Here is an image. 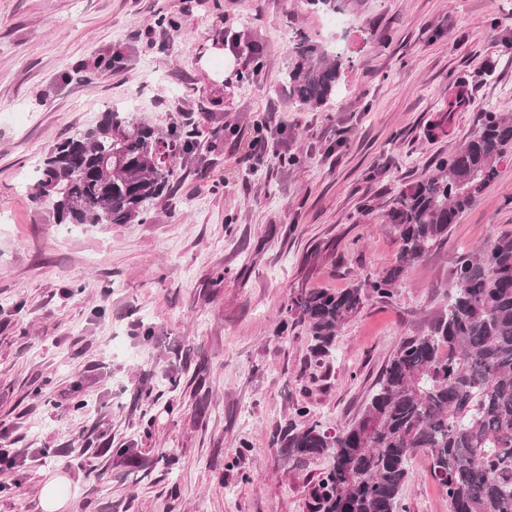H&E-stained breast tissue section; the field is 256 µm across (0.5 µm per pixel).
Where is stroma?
<instances>
[{
	"instance_id": "1",
	"label": "stroma",
	"mask_w": 512,
	"mask_h": 512,
	"mask_svg": "<svg viewBox=\"0 0 512 512\" xmlns=\"http://www.w3.org/2000/svg\"><path fill=\"white\" fill-rule=\"evenodd\" d=\"M363 3L339 34L342 89L316 108L283 77L296 31L328 38V18L294 0H0V428L13 452L47 454L0 470V512H44L55 476L70 512H309L330 462L283 455L295 407L330 428L356 418L399 344L447 307L455 258L512 233L511 154L331 357L285 318L296 289L390 266L393 195L512 99V0ZM243 33L260 59L233 44ZM459 80L475 103L443 122ZM128 108L162 137L205 129L174 200L142 223H56L31 197L33 167ZM262 118L267 153L303 163L244 161ZM429 468L413 459L406 512H448Z\"/></svg>"
}]
</instances>
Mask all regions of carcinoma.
<instances>
[{"instance_id":"obj_1","label":"carcinoma","mask_w":512,"mask_h":512,"mask_svg":"<svg viewBox=\"0 0 512 512\" xmlns=\"http://www.w3.org/2000/svg\"><path fill=\"white\" fill-rule=\"evenodd\" d=\"M300 2L313 13L348 15L360 0ZM291 52L290 97L325 105L340 91L349 57L303 32ZM203 135L185 124L162 139L134 113L110 110L37 164L33 199L51 204L58 224L142 220L174 193L182 160ZM511 151L506 101L394 199L385 214L397 235L392 265L347 288L291 295L286 313L307 323L314 357L330 353L348 319L389 297L410 267L448 239ZM307 415L296 407L278 442L291 458L332 461L312 489L311 512H406L403 491L420 452L454 512H512V234L456 257L448 309L426 334L400 344L358 417L331 431Z\"/></svg>"}]
</instances>
